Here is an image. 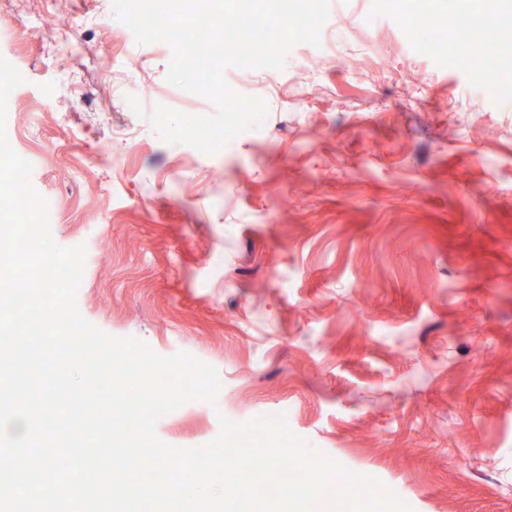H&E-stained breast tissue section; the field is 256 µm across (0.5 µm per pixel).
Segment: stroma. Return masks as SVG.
I'll use <instances>...</instances> for the list:
<instances>
[{"label": "stroma", "mask_w": 512, "mask_h": 512, "mask_svg": "<svg viewBox=\"0 0 512 512\" xmlns=\"http://www.w3.org/2000/svg\"><path fill=\"white\" fill-rule=\"evenodd\" d=\"M109 3L0 0V56L26 73L6 136L54 240L86 248L82 316L217 370L216 401L158 437L281 416L414 512H512V105L465 44L428 49L391 0H330L344 47L226 68L266 121L208 155L148 116L215 105Z\"/></svg>", "instance_id": "obj_1"}]
</instances>
